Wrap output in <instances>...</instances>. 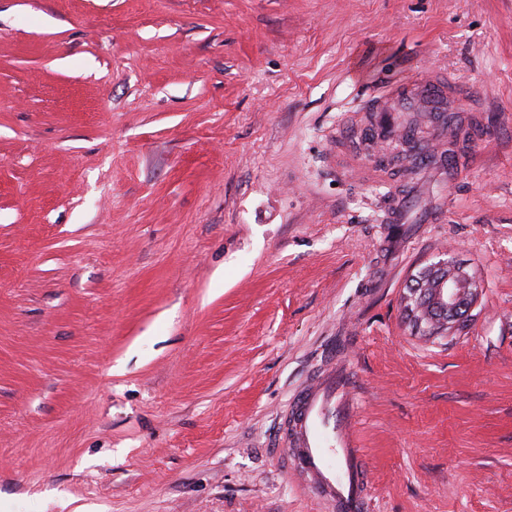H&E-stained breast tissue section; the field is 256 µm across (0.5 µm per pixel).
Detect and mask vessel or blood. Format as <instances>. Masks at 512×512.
Returning a JSON list of instances; mask_svg holds the SVG:
<instances>
[{
	"label": "vessel or blood",
	"instance_id": "obj_1",
	"mask_svg": "<svg viewBox=\"0 0 512 512\" xmlns=\"http://www.w3.org/2000/svg\"><path fill=\"white\" fill-rule=\"evenodd\" d=\"M450 85L445 77L425 70L405 93L406 101L441 102L447 99ZM394 102L373 103L361 122L367 130L382 137L394 132L391 115ZM355 397L345 369H332L297 404L299 460L316 478L323 496L337 512H360V486L363 477L358 444L353 432Z\"/></svg>",
	"mask_w": 512,
	"mask_h": 512
}]
</instances>
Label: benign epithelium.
<instances>
[{"label": "benign epithelium", "mask_w": 512, "mask_h": 512, "mask_svg": "<svg viewBox=\"0 0 512 512\" xmlns=\"http://www.w3.org/2000/svg\"><path fill=\"white\" fill-rule=\"evenodd\" d=\"M472 300L470 278L442 260L416 277L415 287L405 297V310L416 331L435 336L463 322Z\"/></svg>", "instance_id": "7a95c632"}]
</instances>
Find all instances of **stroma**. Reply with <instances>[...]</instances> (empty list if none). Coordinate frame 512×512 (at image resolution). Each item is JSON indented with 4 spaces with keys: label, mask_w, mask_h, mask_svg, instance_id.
<instances>
[{
    "label": "stroma",
    "mask_w": 512,
    "mask_h": 512,
    "mask_svg": "<svg viewBox=\"0 0 512 512\" xmlns=\"http://www.w3.org/2000/svg\"><path fill=\"white\" fill-rule=\"evenodd\" d=\"M429 67L448 177L338 167ZM334 365L362 512H512V0H0V512H334L283 439ZM378 102L373 103L370 107L362 112H369L361 117V122L367 130H373L378 137H389L396 133L400 136L404 133V129L401 127L397 131H394L392 125L391 115L392 112H401V109L395 107V104L400 106V103L396 101L382 100V94L375 97ZM401 107V106H400ZM470 286L466 273L448 260L422 271L405 297V310L414 329L435 336L464 322L472 306Z\"/></svg>",
    "instance_id": "35a3bbf8"
}]
</instances>
